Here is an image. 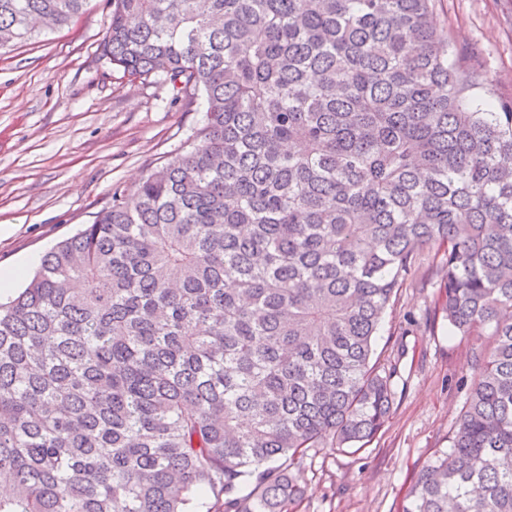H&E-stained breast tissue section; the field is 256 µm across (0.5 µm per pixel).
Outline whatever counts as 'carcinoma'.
Returning a JSON list of instances; mask_svg holds the SVG:
<instances>
[{
	"label": "carcinoma",
	"instance_id": "obj_1",
	"mask_svg": "<svg viewBox=\"0 0 512 512\" xmlns=\"http://www.w3.org/2000/svg\"><path fill=\"white\" fill-rule=\"evenodd\" d=\"M433 2L110 0L102 54L204 116L0 303V512H288L307 449L388 420L425 247L493 346L401 512H512V107ZM84 4L0 0V50Z\"/></svg>",
	"mask_w": 512,
	"mask_h": 512
}]
</instances>
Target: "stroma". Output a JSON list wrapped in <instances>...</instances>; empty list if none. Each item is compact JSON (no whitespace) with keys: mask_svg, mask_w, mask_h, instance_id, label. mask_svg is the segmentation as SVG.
<instances>
[{"mask_svg":"<svg viewBox=\"0 0 512 512\" xmlns=\"http://www.w3.org/2000/svg\"><path fill=\"white\" fill-rule=\"evenodd\" d=\"M109 0H87L68 25L0 50V266L42 256L92 223L112 191L179 155L200 124L161 80L129 82L101 55ZM451 56L481 63L479 97L512 99V0H435ZM434 253L388 311L376 349L396 365L395 400L361 451L312 448L292 512H398L412 477L449 446L477 368L472 339L448 333Z\"/></svg>","mask_w":512,"mask_h":512,"instance_id":"obj_1","label":"stroma"}]
</instances>
